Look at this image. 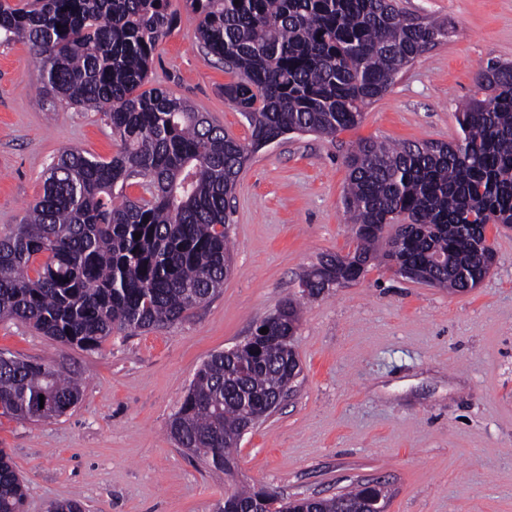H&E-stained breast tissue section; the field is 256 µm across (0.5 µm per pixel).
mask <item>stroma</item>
I'll use <instances>...</instances> for the list:
<instances>
[{"instance_id": "1", "label": "stroma", "mask_w": 512, "mask_h": 512, "mask_svg": "<svg viewBox=\"0 0 512 512\" xmlns=\"http://www.w3.org/2000/svg\"><path fill=\"white\" fill-rule=\"evenodd\" d=\"M448 35L366 105L360 125L328 139L291 134L252 154L230 199L232 271L208 302L171 326L113 332L101 347L64 346L30 323L0 320V350L78 377L65 415L0 416V448L30 488L26 512L75 500L86 512H213L226 491L261 487L329 498L384 486L386 512H512V225L489 229L497 263L451 293L369 266L358 281L303 301L291 394L240 440L227 475L168 432L197 370L243 343L297 296L302 271L353 249L342 198L344 155L360 138L451 142L456 104L481 68L512 62V0H401ZM147 88L188 100L248 141L224 99L232 81L194 40L198 19L169 0ZM66 148L107 160L102 113L43 95L28 45L0 44V235L21 223Z\"/></svg>"}]
</instances>
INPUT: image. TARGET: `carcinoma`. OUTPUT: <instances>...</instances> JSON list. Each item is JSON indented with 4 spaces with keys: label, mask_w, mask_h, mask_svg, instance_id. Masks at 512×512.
<instances>
[{
    "label": "carcinoma",
    "mask_w": 512,
    "mask_h": 512,
    "mask_svg": "<svg viewBox=\"0 0 512 512\" xmlns=\"http://www.w3.org/2000/svg\"><path fill=\"white\" fill-rule=\"evenodd\" d=\"M200 50L250 129L242 143L170 92H139L172 19L168 0H0V40L29 45L39 90L105 114L109 160L69 149L49 168L23 223L0 236V319L30 321L81 350L115 330L172 325L209 300L229 272L227 206L250 154L296 132L333 138L446 35L396 0H186ZM454 142L361 139L348 152L344 209L352 261L327 254L299 277L305 295L360 277L372 261L465 292L494 265L490 224H512V63H488L458 106ZM140 187L142 195L126 196ZM396 225L389 250L369 231ZM141 234L134 239V233ZM47 260L29 274L38 255ZM301 303L286 299L260 351L210 355L169 422L170 435L214 468L234 460L247 412L272 403L299 370ZM44 400H39V395ZM83 396L68 373L0 352V414L59 417ZM371 492L262 497L235 489L214 512H356ZM29 486L0 448V512H24Z\"/></svg>",
    "instance_id": "carcinoma-1"
}]
</instances>
